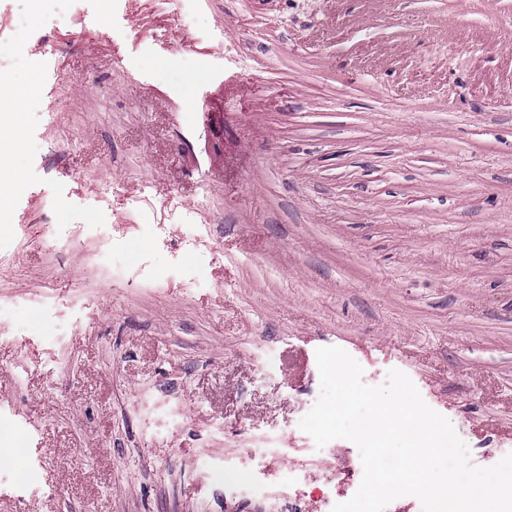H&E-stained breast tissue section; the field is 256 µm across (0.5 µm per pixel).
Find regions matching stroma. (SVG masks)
I'll use <instances>...</instances> for the list:
<instances>
[{
    "label": "stroma",
    "mask_w": 512,
    "mask_h": 512,
    "mask_svg": "<svg viewBox=\"0 0 512 512\" xmlns=\"http://www.w3.org/2000/svg\"><path fill=\"white\" fill-rule=\"evenodd\" d=\"M70 9L0 0V81L39 79L0 131V512H253L224 465L269 436L261 481L324 493L360 454L306 453L323 346L512 453V0Z\"/></svg>",
    "instance_id": "obj_1"
}]
</instances>
